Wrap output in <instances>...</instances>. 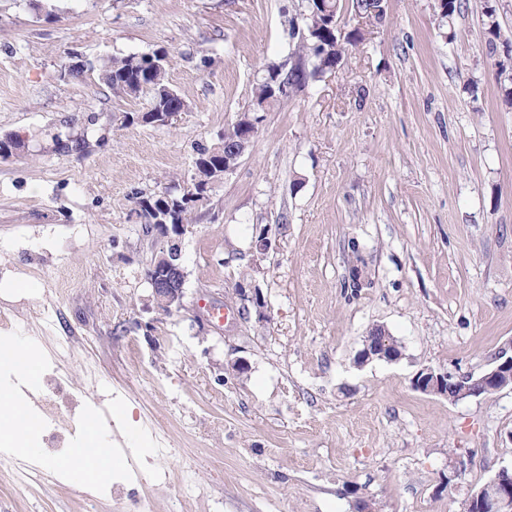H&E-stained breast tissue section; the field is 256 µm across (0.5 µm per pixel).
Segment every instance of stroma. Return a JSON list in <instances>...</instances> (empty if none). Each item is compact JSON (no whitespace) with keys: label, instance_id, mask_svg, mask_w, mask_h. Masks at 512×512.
<instances>
[{"label":"stroma","instance_id":"1","mask_svg":"<svg viewBox=\"0 0 512 512\" xmlns=\"http://www.w3.org/2000/svg\"><path fill=\"white\" fill-rule=\"evenodd\" d=\"M386 7L337 69L267 108L193 209L185 307L166 314L137 199L190 186L197 146L250 108L266 66L297 63L306 0H0V136L26 141L0 157V342L43 364L79 337L65 374L81 431L112 457L106 492L124 448L167 473L139 490L153 512H464L512 467L511 389L411 386L424 367L480 375L512 346V83L487 53L484 0L444 27L435 0ZM157 50L189 107L123 124L145 101L113 96L100 68ZM72 58L85 72L61 77ZM59 133L85 151L57 150ZM216 304L234 319L213 322ZM378 325L401 359L357 366ZM2 392L40 417V386L0 356ZM34 436L45 478L0 480V512H80L83 488L53 467L69 448ZM456 453L471 463L440 489Z\"/></svg>","mask_w":512,"mask_h":512}]
</instances>
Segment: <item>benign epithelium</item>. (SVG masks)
<instances>
[{"label": "benign epithelium", "instance_id": "1", "mask_svg": "<svg viewBox=\"0 0 512 512\" xmlns=\"http://www.w3.org/2000/svg\"><path fill=\"white\" fill-rule=\"evenodd\" d=\"M189 228L188 224L173 223L172 212L167 210L151 227V232L160 239L161 245L153 255L145 278L156 307L168 314L184 308L188 278L184 261L175 258L168 245L181 240ZM378 356L388 362L399 360L401 349L398 342L391 336H381L377 342L365 344L357 355L356 363L361 367ZM411 384L416 391L452 401L477 397L488 389H512V353L505 349L500 351L495 357V365L479 376H457L424 367L416 372ZM474 504L481 507V512H512V471H499L494 479L472 492L466 500L465 509H471Z\"/></svg>", "mask_w": 512, "mask_h": 512}]
</instances>
